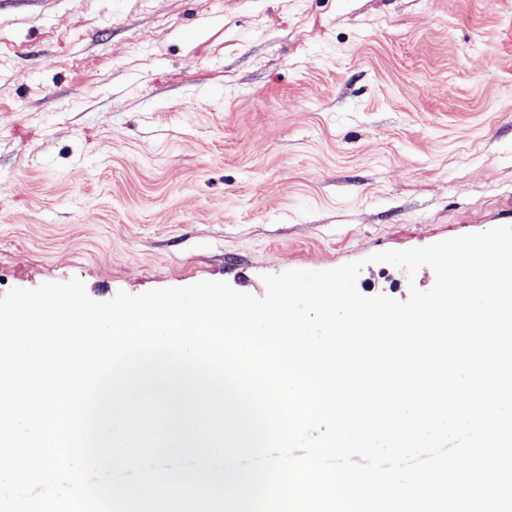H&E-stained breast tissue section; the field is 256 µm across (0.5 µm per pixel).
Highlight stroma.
<instances>
[{"label":"stroma","mask_w":512,"mask_h":512,"mask_svg":"<svg viewBox=\"0 0 512 512\" xmlns=\"http://www.w3.org/2000/svg\"><path fill=\"white\" fill-rule=\"evenodd\" d=\"M512 225V0H0V296L359 261Z\"/></svg>","instance_id":"stroma-1"}]
</instances>
